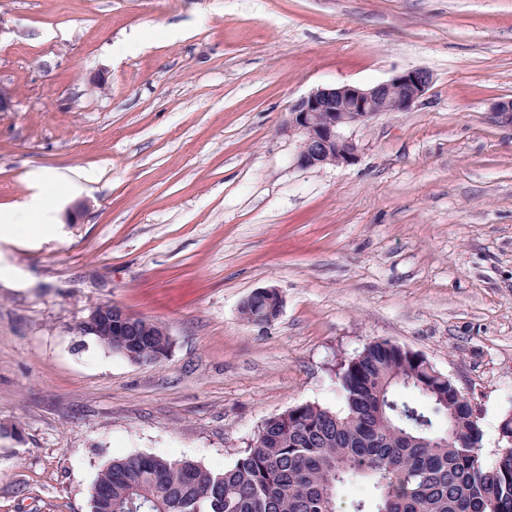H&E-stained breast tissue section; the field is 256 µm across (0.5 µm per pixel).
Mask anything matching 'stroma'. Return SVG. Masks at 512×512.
<instances>
[{
    "mask_svg": "<svg viewBox=\"0 0 512 512\" xmlns=\"http://www.w3.org/2000/svg\"><path fill=\"white\" fill-rule=\"evenodd\" d=\"M409 111L348 127L352 163L295 167L288 108L402 70ZM0 210L34 170L61 233L0 242V512H88L112 457L231 466L370 342L423 354L480 409L494 463L512 411V0H0ZM274 286L282 315H239ZM112 303L164 325L156 364L77 335Z\"/></svg>",
    "mask_w": 512,
    "mask_h": 512,
    "instance_id": "35a3bbf8",
    "label": "stroma"
}]
</instances>
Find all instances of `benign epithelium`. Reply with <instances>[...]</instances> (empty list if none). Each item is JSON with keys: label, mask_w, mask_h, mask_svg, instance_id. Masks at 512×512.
Instances as JSON below:
<instances>
[{"label": "benign epithelium", "mask_w": 512, "mask_h": 512, "mask_svg": "<svg viewBox=\"0 0 512 512\" xmlns=\"http://www.w3.org/2000/svg\"><path fill=\"white\" fill-rule=\"evenodd\" d=\"M432 84L429 71L416 68L398 72L371 87L354 85L321 88L288 109V132L296 138L294 164L301 169L348 164L357 145L343 129L368 121L384 112H406L426 94ZM134 335L168 331L162 325L135 316L109 303L89 309L80 320L84 336H110L112 331Z\"/></svg>", "instance_id": "7a95c632"}]
</instances>
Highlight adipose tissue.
Returning a JSON list of instances; mask_svg holds the SVG:
<instances>
[{
    "instance_id": "ef3b65f1",
    "label": "adipose tissue",
    "mask_w": 512,
    "mask_h": 512,
    "mask_svg": "<svg viewBox=\"0 0 512 512\" xmlns=\"http://www.w3.org/2000/svg\"><path fill=\"white\" fill-rule=\"evenodd\" d=\"M70 181V176L63 172L34 173V194L16 208L0 211V240L38 242L56 235L52 190Z\"/></svg>"
}]
</instances>
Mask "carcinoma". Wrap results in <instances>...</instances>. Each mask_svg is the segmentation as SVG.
I'll use <instances>...</instances> for the list:
<instances>
[{
	"mask_svg": "<svg viewBox=\"0 0 512 512\" xmlns=\"http://www.w3.org/2000/svg\"><path fill=\"white\" fill-rule=\"evenodd\" d=\"M246 323L276 317L255 293ZM128 360L156 363L168 337L97 336ZM346 410L304 403L265 422L235 463L213 470L158 455L112 458L93 483L89 512H336L338 495L369 486L354 512H512V446L494 464L482 430L448 376L388 340L367 344L338 375Z\"/></svg>",
	"mask_w": 512,
	"mask_h": 512,
	"instance_id": "cac0c4a2",
	"label": "carcinoma"
}]
</instances>
